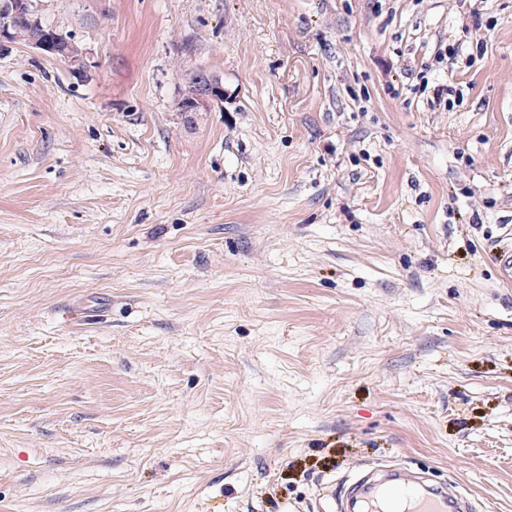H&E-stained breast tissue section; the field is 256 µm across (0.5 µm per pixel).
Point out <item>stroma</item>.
Masks as SVG:
<instances>
[{
  "label": "stroma",
  "mask_w": 512,
  "mask_h": 512,
  "mask_svg": "<svg viewBox=\"0 0 512 512\" xmlns=\"http://www.w3.org/2000/svg\"><path fill=\"white\" fill-rule=\"evenodd\" d=\"M44 16L90 77L0 54V512H317L388 462L512 512V0ZM199 70L201 69H198L189 76L188 89L182 98L192 88L193 79ZM227 98L228 92L224 88V80L221 77L202 69L193 93L185 101V104L181 105L179 112H183L184 114L209 112L215 107H224V101L227 100ZM180 100L176 103L177 110Z\"/></svg>",
  "instance_id": "stroma-1"
}]
</instances>
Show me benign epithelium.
Returning <instances> with one entry per match:
<instances>
[{"label": "benign epithelium", "instance_id": "1", "mask_svg": "<svg viewBox=\"0 0 512 512\" xmlns=\"http://www.w3.org/2000/svg\"><path fill=\"white\" fill-rule=\"evenodd\" d=\"M43 7V0H5L0 5V47L11 48L23 40L26 46L42 55L48 52L62 55L73 75L79 78L87 77L86 52L84 48L76 46L75 40H67L62 44L51 31L43 33L38 38L24 39L18 21L30 15H42ZM227 98L224 80L203 69L193 93L181 106L180 111L185 114L209 112L215 107H224Z\"/></svg>", "mask_w": 512, "mask_h": 512}]
</instances>
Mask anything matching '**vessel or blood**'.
Returning <instances> with one entry per match:
<instances>
[{
	"label": "vessel or blood",
	"instance_id": "b4317fda",
	"mask_svg": "<svg viewBox=\"0 0 512 512\" xmlns=\"http://www.w3.org/2000/svg\"><path fill=\"white\" fill-rule=\"evenodd\" d=\"M338 512H476L469 496L422 474L389 468L349 484Z\"/></svg>",
	"mask_w": 512,
	"mask_h": 512
}]
</instances>
